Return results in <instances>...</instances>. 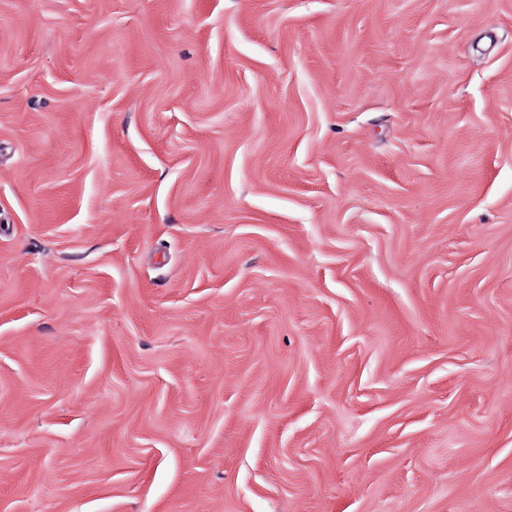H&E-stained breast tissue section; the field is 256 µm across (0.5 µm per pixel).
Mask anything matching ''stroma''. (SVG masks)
Masks as SVG:
<instances>
[{
	"label": "stroma",
	"instance_id": "stroma-1",
	"mask_svg": "<svg viewBox=\"0 0 512 512\" xmlns=\"http://www.w3.org/2000/svg\"><path fill=\"white\" fill-rule=\"evenodd\" d=\"M0 512H512V0H0Z\"/></svg>",
	"mask_w": 512,
	"mask_h": 512
}]
</instances>
